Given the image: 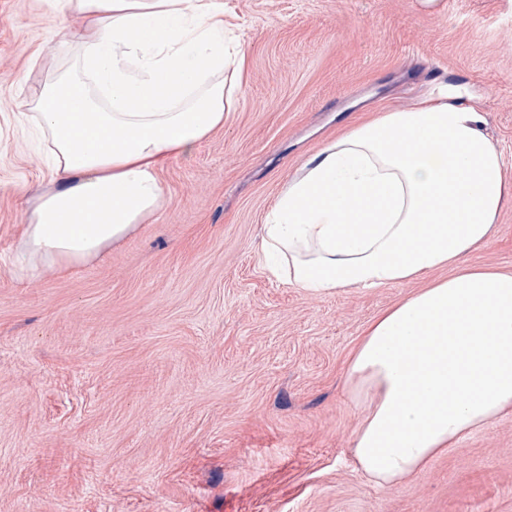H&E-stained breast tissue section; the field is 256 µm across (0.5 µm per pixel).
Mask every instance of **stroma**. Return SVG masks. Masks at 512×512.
Masks as SVG:
<instances>
[{
  "label": "stroma",
  "mask_w": 512,
  "mask_h": 512,
  "mask_svg": "<svg viewBox=\"0 0 512 512\" xmlns=\"http://www.w3.org/2000/svg\"><path fill=\"white\" fill-rule=\"evenodd\" d=\"M223 2L245 54L223 126L163 164L161 209L124 241L22 280L51 177L28 66L66 2L0 0V512H512V409L392 488L353 457L350 355L447 269L313 294L260 260L309 156L428 94L484 113L512 179V0ZM466 262L512 272V197Z\"/></svg>",
  "instance_id": "obj_1"
}]
</instances>
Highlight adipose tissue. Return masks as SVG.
Returning <instances> with one entry per match:
<instances>
[{"mask_svg": "<svg viewBox=\"0 0 512 512\" xmlns=\"http://www.w3.org/2000/svg\"><path fill=\"white\" fill-rule=\"evenodd\" d=\"M52 65L26 106L53 157L13 256L20 279L87 263L163 204L160 163L224 123L244 54L222 0H67ZM512 183L475 107L444 98L390 112L313 154L262 226L273 275L312 293L375 288L445 266L448 279L375 320L348 364L370 412L354 454L398 485L512 408V273L466 265Z\"/></svg>", "mask_w": 512, "mask_h": 512, "instance_id": "1", "label": "adipose tissue"}]
</instances>
